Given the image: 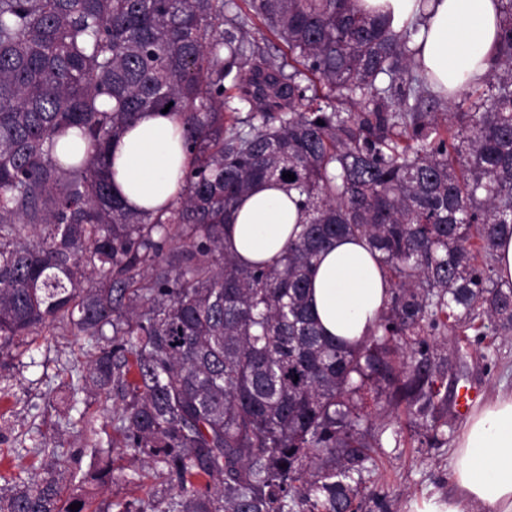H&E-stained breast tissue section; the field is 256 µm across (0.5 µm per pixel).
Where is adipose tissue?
I'll use <instances>...</instances> for the list:
<instances>
[{
  "label": "adipose tissue",
  "mask_w": 512,
  "mask_h": 512,
  "mask_svg": "<svg viewBox=\"0 0 512 512\" xmlns=\"http://www.w3.org/2000/svg\"><path fill=\"white\" fill-rule=\"evenodd\" d=\"M390 15L394 29L417 25L415 61L436 87L456 92L488 72L499 32L497 0H360ZM179 118L142 113L110 144L106 163L127 206L154 210L174 203L183 188L187 155ZM287 188L255 185L238 203L224 234V248L239 264L271 263L300 227ZM390 296V283L364 243L337 240L322 251L311 279L309 302L326 335L349 343L372 329ZM450 479L456 493L433 497L413 512H512V394H499L464 423L456 440Z\"/></svg>",
  "instance_id": "adipose-tissue-1"
}]
</instances>
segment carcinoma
I'll return each mask as SVG.
<instances>
[{
  "instance_id": "1",
  "label": "carcinoma",
  "mask_w": 512,
  "mask_h": 512,
  "mask_svg": "<svg viewBox=\"0 0 512 512\" xmlns=\"http://www.w3.org/2000/svg\"><path fill=\"white\" fill-rule=\"evenodd\" d=\"M499 2L488 74L442 113L418 28L357 0H0V351L46 327L88 337L78 389L118 390L123 447L175 491L162 512H355L386 430L362 429L367 387L450 442L437 379L512 339L495 258L512 235V0ZM256 19L288 54L261 47ZM164 109L184 127V189L164 212H131L101 152ZM70 127L94 152L64 164ZM271 181L298 194L301 232L278 264L245 267L224 229ZM347 236L391 285L353 347L309 305L319 253ZM450 336L454 359L434 361ZM31 452L46 476L1 485L0 512H102L112 457L94 450L79 476L74 457Z\"/></svg>"
}]
</instances>
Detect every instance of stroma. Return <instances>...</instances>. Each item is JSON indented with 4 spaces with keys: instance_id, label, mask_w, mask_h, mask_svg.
I'll use <instances>...</instances> for the list:
<instances>
[{
    "instance_id": "1",
    "label": "stroma",
    "mask_w": 512,
    "mask_h": 512,
    "mask_svg": "<svg viewBox=\"0 0 512 512\" xmlns=\"http://www.w3.org/2000/svg\"><path fill=\"white\" fill-rule=\"evenodd\" d=\"M83 343V337L49 327L15 338L0 352V476L8 481L42 476L41 458L22 456L25 448H58L74 455L78 470L84 472L94 463L93 446L108 447L114 472L98 489L97 505L137 499L152 507L164 498L159 484L122 448L109 445L111 401L71 390L85 367ZM498 358L492 368L479 357L468 360L461 383L477 389L481 402L512 392V341L501 343ZM382 442L364 474L358 512H411L413 503L454 495L448 480L451 446L429 447L421 429L401 411L391 415Z\"/></svg>"
}]
</instances>
